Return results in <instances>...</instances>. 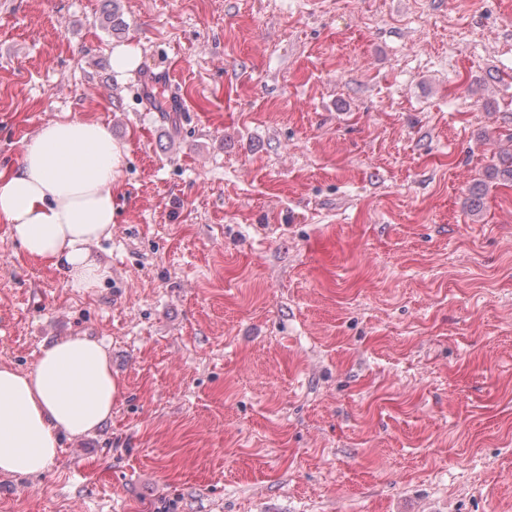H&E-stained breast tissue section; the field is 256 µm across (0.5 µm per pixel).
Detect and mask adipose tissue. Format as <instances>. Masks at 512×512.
Segmentation results:
<instances>
[{"instance_id": "obj_1", "label": "adipose tissue", "mask_w": 512, "mask_h": 512, "mask_svg": "<svg viewBox=\"0 0 512 512\" xmlns=\"http://www.w3.org/2000/svg\"><path fill=\"white\" fill-rule=\"evenodd\" d=\"M122 158L106 125L65 114L26 142L17 167L0 170V222L80 293L111 276L90 247L112 234ZM123 393L106 348L84 336L53 342L27 371L0 365V474L42 475L62 438L97 431Z\"/></svg>"}]
</instances>
